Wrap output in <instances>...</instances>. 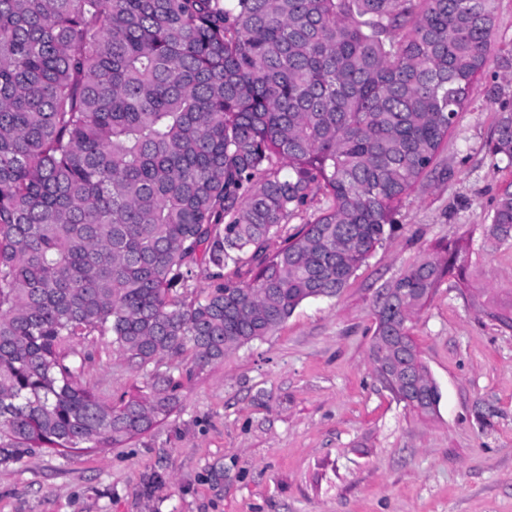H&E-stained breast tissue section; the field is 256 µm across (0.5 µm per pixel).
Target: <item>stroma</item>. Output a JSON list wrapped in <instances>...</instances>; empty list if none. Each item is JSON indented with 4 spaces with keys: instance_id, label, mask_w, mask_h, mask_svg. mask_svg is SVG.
I'll list each match as a JSON object with an SVG mask.
<instances>
[{
    "instance_id": "stroma-1",
    "label": "stroma",
    "mask_w": 512,
    "mask_h": 512,
    "mask_svg": "<svg viewBox=\"0 0 512 512\" xmlns=\"http://www.w3.org/2000/svg\"><path fill=\"white\" fill-rule=\"evenodd\" d=\"M480 77L394 231L333 298L183 378L172 414L116 448L43 450L0 464V512H512V242L489 239L504 183L488 152L512 82ZM463 240L468 286L443 280L413 321L436 383L422 417L370 362L378 291L437 246ZM84 380L113 403L149 390L106 339Z\"/></svg>"
}]
</instances>
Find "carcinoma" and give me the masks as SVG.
<instances>
[{
    "instance_id": "obj_1",
    "label": "carcinoma",
    "mask_w": 512,
    "mask_h": 512,
    "mask_svg": "<svg viewBox=\"0 0 512 512\" xmlns=\"http://www.w3.org/2000/svg\"><path fill=\"white\" fill-rule=\"evenodd\" d=\"M495 2L0 0V463L170 415L166 371L115 407L84 386L91 336L138 368L189 347L190 376L339 295L470 104ZM489 150L512 167V107ZM317 190L327 208L270 250ZM485 233L512 240V183ZM468 265L456 240L410 266L374 335L419 353L413 317ZM421 401L435 384L401 398Z\"/></svg>"
}]
</instances>
